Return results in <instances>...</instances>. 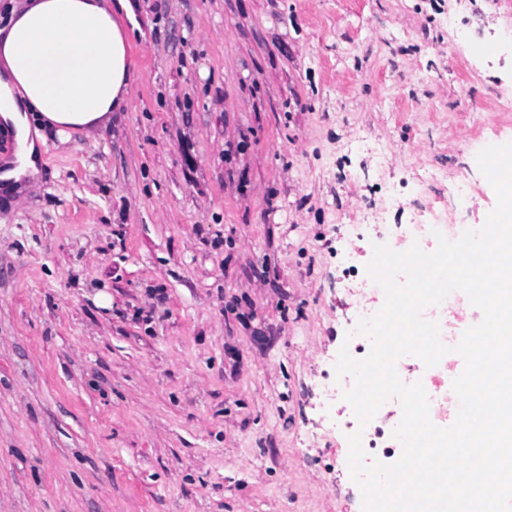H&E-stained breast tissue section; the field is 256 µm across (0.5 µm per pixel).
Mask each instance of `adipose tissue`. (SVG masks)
Masks as SVG:
<instances>
[{
  "instance_id": "obj_1",
  "label": "adipose tissue",
  "mask_w": 512,
  "mask_h": 512,
  "mask_svg": "<svg viewBox=\"0 0 512 512\" xmlns=\"http://www.w3.org/2000/svg\"><path fill=\"white\" fill-rule=\"evenodd\" d=\"M136 17L131 0H23L0 27V193L23 196L40 179L44 131L63 138L108 128L129 98Z\"/></svg>"
}]
</instances>
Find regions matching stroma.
<instances>
[{
  "instance_id": "1",
  "label": "stroma",
  "mask_w": 512,
  "mask_h": 512,
  "mask_svg": "<svg viewBox=\"0 0 512 512\" xmlns=\"http://www.w3.org/2000/svg\"><path fill=\"white\" fill-rule=\"evenodd\" d=\"M131 99L0 199V512H362L324 384L373 242L512 142V0H138ZM503 32L496 57L480 49Z\"/></svg>"
}]
</instances>
